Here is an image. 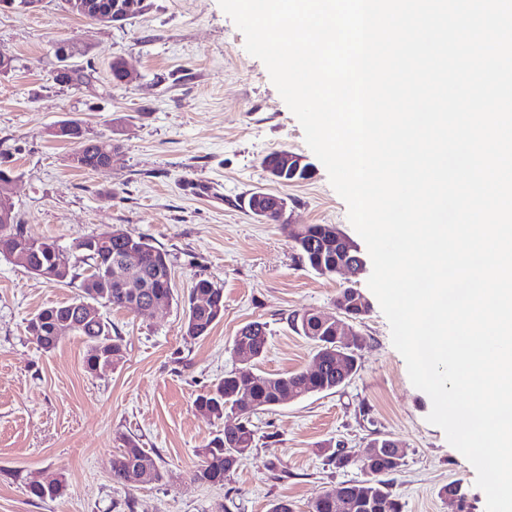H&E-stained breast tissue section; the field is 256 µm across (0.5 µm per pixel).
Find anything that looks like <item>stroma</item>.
I'll return each mask as SVG.
<instances>
[{
    "instance_id": "stroma-1",
    "label": "stroma",
    "mask_w": 512,
    "mask_h": 512,
    "mask_svg": "<svg viewBox=\"0 0 512 512\" xmlns=\"http://www.w3.org/2000/svg\"><path fill=\"white\" fill-rule=\"evenodd\" d=\"M61 40L86 48L94 67L87 84L52 80ZM0 51L13 58L0 72V158L15 171L9 195L21 229L65 248L115 228L147 237L167 253L177 297L156 312L104 309L124 357L91 374L80 337L47 353L27 330L39 310L76 296L79 281L49 282L0 255V512H268L279 499L307 512L332 486L363 477L359 468L329 465L327 454L340 446L365 453L382 435L406 449L404 466L389 477L404 512H451L440 490L456 480L468 512H486L474 467L428 422L432 402L392 344L346 203L218 0H145L141 13L107 26L73 14L65 0H40L0 10ZM117 58L138 80L112 85ZM67 118L89 135L119 140L111 169L70 164L74 145L53 133ZM278 150L303 156L310 179L269 181L262 161ZM259 189L286 198L285 224L261 223L244 208ZM289 223L336 225L357 246L361 271L322 276L304 267ZM199 278L223 289L224 317L209 336L192 339L183 299ZM347 288L369 303L353 324L364 340L356 375L338 390L253 415L258 442L241 467L220 487L194 481L200 449L223 427L194 401L238 367L236 332L267 323L259 372L311 368L313 346L287 317L335 312ZM124 435L157 459L160 482L132 490L113 483L110 460ZM35 477L63 481L62 495L28 496Z\"/></svg>"
}]
</instances>
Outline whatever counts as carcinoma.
<instances>
[{
  "mask_svg": "<svg viewBox=\"0 0 512 512\" xmlns=\"http://www.w3.org/2000/svg\"><path fill=\"white\" fill-rule=\"evenodd\" d=\"M133 2L132 14L142 12L144 0H91L92 8L88 13L76 11V14L97 22L102 17L113 18L116 5ZM82 168L95 171L105 154L116 156L121 151L119 142L112 138H87L78 145ZM328 229L326 224H304L289 229V237L294 241L302 262L312 268L316 265L329 267L336 263V250L322 253L319 249H310L305 243L316 241ZM16 235L23 236L20 229ZM25 237V236H23ZM32 258L36 261L50 262L46 254L44 241L25 237ZM134 257L144 271L143 287L141 288H81V294L70 301L46 307L40 310L29 322L28 332L36 330L41 337L35 344L44 351L55 350L62 342L57 336L59 325L69 319L68 306L77 301H92L99 307H119L132 309L131 303L136 299L153 297L157 300L173 303L175 300L172 285H164L168 280L167 270L170 265L164 252L153 246L143 236H135L133 240H112L110 243L96 247L80 261L70 256L61 258L71 262L69 277H82L87 280L97 275L100 268ZM86 265V275L76 272L77 263ZM204 292L210 295L209 307L199 309L191 307L194 295ZM185 335L197 339L210 334L213 327L224 316V292L208 279L200 278L192 283L188 297ZM289 322L295 330L305 336L314 345L315 357L321 359L320 371L311 374L308 370L268 374L257 372V363L264 356L268 344L267 324L253 321L242 328L233 338V353L243 354L251 359L247 366H239L224 373V378L213 384L206 392L197 396L194 401L196 408L208 412L212 417L221 420L225 415L237 414L239 421L235 424L226 422L222 430L202 448V460L193 471V479L210 486L224 485V479L233 474L249 456L256 446V431L252 428L251 417L259 411L270 410L285 403L286 397L299 399L313 393L335 390L343 386V380L351 379L358 371L356 350L361 347V339L354 336L347 349V372L341 373L336 367V336L332 327L313 330L311 321L305 314H293ZM75 335L84 339L87 351L85 368L90 373H98L106 369V361L98 354L96 344L107 343L112 352V365L116 366L123 359V345L118 336L112 335V325L98 314L79 322ZM123 448L112 456L110 470L112 480L124 487H134L130 474L140 476L139 483L152 484L162 480V472L158 461L145 449L138 440L131 436L122 438ZM380 448L372 460L369 471L371 477L363 480L340 483L339 488L326 491V496L312 501L307 512H336V491L342 492L345 512H362L361 505L370 504L371 512H403L404 505L391 491L386 476L400 470L405 463L406 451L401 442L389 436L374 439ZM328 461L338 469H347L357 465L352 451L338 448L328 455ZM62 490V485L42 484L36 480L26 483L29 496L39 500L53 499Z\"/></svg>",
  "mask_w": 512,
  "mask_h": 512,
  "instance_id": "obj_1",
  "label": "carcinoma"
}]
</instances>
